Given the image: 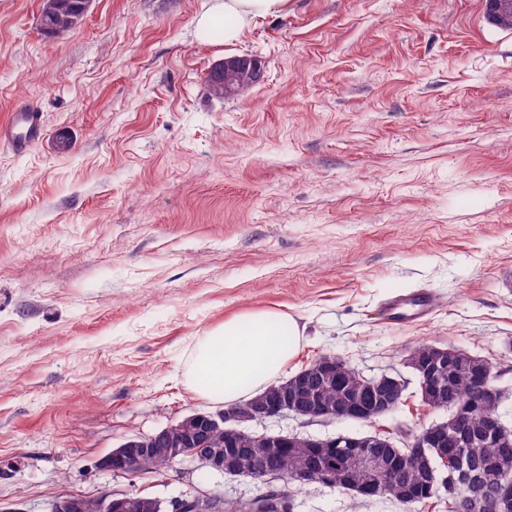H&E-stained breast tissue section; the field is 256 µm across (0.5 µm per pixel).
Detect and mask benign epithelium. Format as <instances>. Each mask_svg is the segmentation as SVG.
Wrapping results in <instances>:
<instances>
[{
    "instance_id": "7a95c632",
    "label": "benign epithelium",
    "mask_w": 512,
    "mask_h": 512,
    "mask_svg": "<svg viewBox=\"0 0 512 512\" xmlns=\"http://www.w3.org/2000/svg\"><path fill=\"white\" fill-rule=\"evenodd\" d=\"M218 73L224 75V95L239 94L241 86L233 83L236 75L256 82L260 78L261 64L252 57L233 56L224 59L217 65ZM452 358L458 359V351L454 348H436L430 355L431 363L415 364L420 375V388L426 399L442 389L441 363ZM494 367L486 362L474 370L471 378L470 403L483 405L490 400L501 401V391L493 385ZM368 387L373 397L362 400L354 398L333 412H310L300 410L302 402L295 391L284 390L274 395L263 397L261 407L246 409L239 412L218 411L216 413H194L185 417L177 425L166 426L152 434L133 436L126 439L119 447L113 449L101 460V467L117 475H124L144 455H161L167 457L174 465L187 458L198 461L201 466L211 471L230 475L237 473L234 456L236 449L232 444L241 435H249L254 442L263 448L257 456L256 471L268 480L287 481L298 485H307L317 477L307 470L286 474L282 470V445L293 444L297 447L316 448L328 463L346 454L357 455L362 459L363 469L358 475L337 473L330 478L329 487H340L354 496L372 498L380 495L383 484L392 481L400 484L407 495L403 503L414 501L416 491L403 478V461L401 456H390L382 452L384 444L377 434L339 433L323 439L295 436L293 441H285L279 433H257L243 428L249 422L281 419L293 416L296 418L306 414L310 420L330 421L335 419L353 422H370L377 416L391 410L402 391V381L390 375L368 377ZM469 406H454L447 423L439 426L425 427L413 434L406 447L412 452L433 451L445 445L448 434H461L466 431ZM224 427L228 452H202L206 446L207 435L216 426ZM482 436L496 442L504 452L512 450V440L508 430L501 422L498 414L491 413L486 418ZM449 489L455 503V512H512V482H504L491 488L480 486L468 470L464 469L463 458L455 461V469L440 479ZM136 494L131 492H105L98 496L102 512H130ZM88 497L81 494H70L57 499L50 512H85ZM172 512H221L220 501L210 494L200 491L185 495L172 501ZM243 512H284L281 508V495L268 494L257 500V503Z\"/></svg>"
}]
</instances>
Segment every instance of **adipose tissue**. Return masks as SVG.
<instances>
[{"instance_id":"adipose-tissue-1","label":"adipose tissue","mask_w":512,"mask_h":512,"mask_svg":"<svg viewBox=\"0 0 512 512\" xmlns=\"http://www.w3.org/2000/svg\"><path fill=\"white\" fill-rule=\"evenodd\" d=\"M288 0H205L197 19L200 33L223 28L225 41L237 40L258 17L282 13ZM302 332L288 315L264 310L225 321L200 337L187 381L208 400L234 404L262 390L296 352Z\"/></svg>"}]
</instances>
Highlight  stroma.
Masks as SVG:
<instances>
[{"label": "stroma", "mask_w": 512, "mask_h": 512, "mask_svg": "<svg viewBox=\"0 0 512 512\" xmlns=\"http://www.w3.org/2000/svg\"><path fill=\"white\" fill-rule=\"evenodd\" d=\"M203 3L92 0L59 41L40 0H0V122L24 103L47 129L0 145V512L72 492L252 496L257 481L191 459L131 478L99 461L220 410L186 382L194 347L256 310L303 331L280 380L333 355L406 391L371 423L254 430L441 420L406 364L418 342L491 361L512 429V29L484 0H288L226 43L197 35ZM244 54L260 81L211 96L212 68ZM418 288L439 299L428 320H377ZM294 512L407 510L313 484Z\"/></svg>", "instance_id": "35a3bbf8"}]
</instances>
